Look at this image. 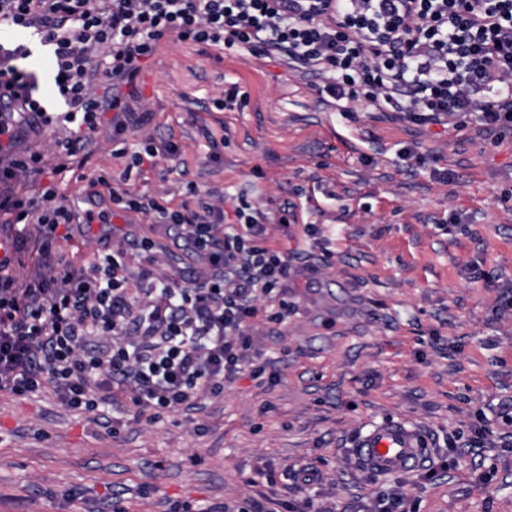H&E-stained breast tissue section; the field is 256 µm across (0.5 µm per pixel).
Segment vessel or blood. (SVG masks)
<instances>
[{"label": "vessel or blood", "mask_w": 512, "mask_h": 512, "mask_svg": "<svg viewBox=\"0 0 512 512\" xmlns=\"http://www.w3.org/2000/svg\"><path fill=\"white\" fill-rule=\"evenodd\" d=\"M430 448L426 431L400 420H389L360 433L354 443V456L362 472L402 474L422 469Z\"/></svg>", "instance_id": "1"}]
</instances>
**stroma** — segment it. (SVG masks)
Returning <instances> with one entry per match:
<instances>
[{
    "label": "stroma",
    "mask_w": 512,
    "mask_h": 512,
    "mask_svg": "<svg viewBox=\"0 0 512 512\" xmlns=\"http://www.w3.org/2000/svg\"><path fill=\"white\" fill-rule=\"evenodd\" d=\"M233 85L234 109L218 108ZM318 85L279 57L174 36L144 60L133 102L144 121L127 142L172 141L180 155L132 173L128 189L172 208L189 183L228 209L291 207L297 222L268 227L270 245L293 258L284 317L250 330L264 373L245 370L222 395L151 424L114 433L111 409L0 391V512H170L176 502L237 512L252 497L288 498L290 470L310 463L322 472L314 499L330 512H359L399 481L412 512H512V428L495 423L512 399V133L418 126L359 104L340 112ZM108 135L94 134L67 171L18 186L54 189L79 212L88 193L111 209V223L60 242L58 256L83 264L127 227L156 241L162 273L204 275L183 236L114 208L94 184L129 162ZM405 147L425 164L406 171ZM454 212L462 223H449ZM483 415L494 426L476 447ZM390 419L428 431L435 459L456 442L454 464L430 481L358 471L356 437Z\"/></svg>",
    "instance_id": "stroma-1"
}]
</instances>
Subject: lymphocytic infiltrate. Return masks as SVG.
<instances>
[{"mask_svg":"<svg viewBox=\"0 0 512 512\" xmlns=\"http://www.w3.org/2000/svg\"><path fill=\"white\" fill-rule=\"evenodd\" d=\"M0 22L31 29L49 46L63 109L34 98L36 72L18 68L27 44L0 40V213L14 231L0 239V390L51 389L67 407H111V430L153 423L223 393L259 354L248 333L259 299L285 288L291 261L268 243L271 218L247 202L226 215L195 186L173 209L126 189L119 209L186 229L207 268L189 282L160 273L154 244L122 233L87 265L61 263L55 245L89 225L45 191L17 192L44 171L41 154L18 150L24 127L60 130L64 170L110 113L111 142L140 119L132 85L160 41L224 44L283 56L290 69L324 76L338 110L356 102L404 121L488 133L512 131V0H0ZM107 80L97 94L99 80ZM36 242L40 271L19 280L15 264ZM143 264L131 272L126 243Z\"/></svg>","mask_w":512,"mask_h":512,"instance_id":"obj_1","label":"lymphocytic infiltrate"}]
</instances>
